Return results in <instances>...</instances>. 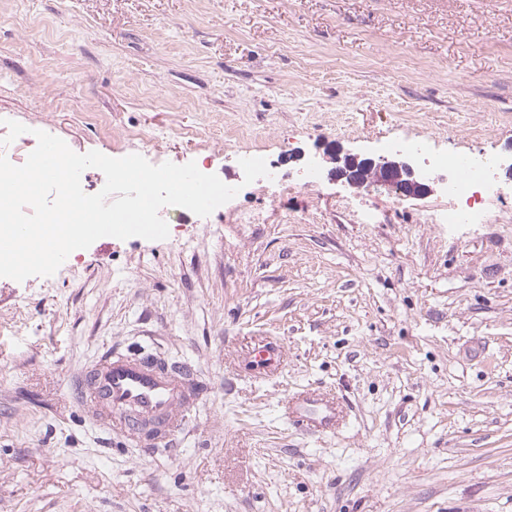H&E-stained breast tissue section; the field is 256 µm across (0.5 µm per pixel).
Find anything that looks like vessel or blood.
Segmentation results:
<instances>
[{"label":"vessel or blood","mask_w":512,"mask_h":512,"mask_svg":"<svg viewBox=\"0 0 512 512\" xmlns=\"http://www.w3.org/2000/svg\"><path fill=\"white\" fill-rule=\"evenodd\" d=\"M258 374L284 365L277 342L254 350ZM80 402L91 409L99 427L150 445L171 444L187 425V411L201 395L194 372L156 354L108 350L81 371L75 381ZM289 420L298 429L325 432L337 421L333 401L299 396L289 403Z\"/></svg>","instance_id":"obj_1"}]
</instances>
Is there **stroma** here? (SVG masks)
<instances>
[{"mask_svg": "<svg viewBox=\"0 0 512 512\" xmlns=\"http://www.w3.org/2000/svg\"><path fill=\"white\" fill-rule=\"evenodd\" d=\"M240 184L166 239L0 277V512H512V176L483 224L336 178L394 136L512 156V0H0V138ZM288 189L244 184L240 150ZM318 187L302 186L309 163ZM281 346L256 378L245 355ZM155 347L204 392L177 449L108 435L71 380ZM334 399L311 434L288 399ZM251 363L260 375H268L284 366V355L276 341L266 340L257 350L253 351Z\"/></svg>", "mask_w": 512, "mask_h": 512, "instance_id": "1", "label": "stroma"}]
</instances>
